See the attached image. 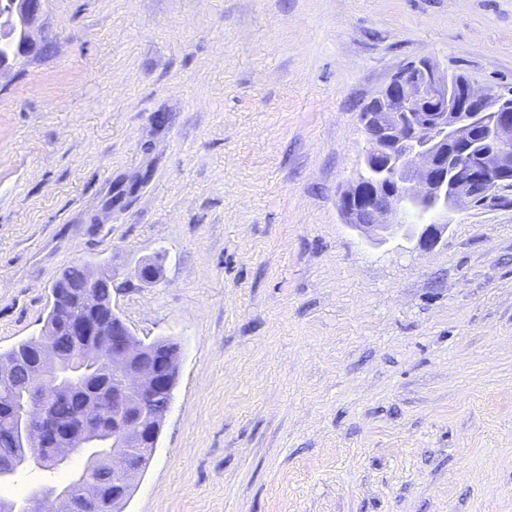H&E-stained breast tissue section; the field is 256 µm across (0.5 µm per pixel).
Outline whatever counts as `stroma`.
Instances as JSON below:
<instances>
[{"label": "stroma", "mask_w": 512, "mask_h": 512, "mask_svg": "<svg viewBox=\"0 0 512 512\" xmlns=\"http://www.w3.org/2000/svg\"><path fill=\"white\" fill-rule=\"evenodd\" d=\"M34 37L0 79V354L76 262L179 344L124 512H512V190L428 251L337 206L411 63L512 92V0H47Z\"/></svg>", "instance_id": "1"}]
</instances>
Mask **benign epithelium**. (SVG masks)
Masks as SVG:
<instances>
[{
	"instance_id": "obj_1",
	"label": "benign epithelium",
	"mask_w": 512,
	"mask_h": 512,
	"mask_svg": "<svg viewBox=\"0 0 512 512\" xmlns=\"http://www.w3.org/2000/svg\"><path fill=\"white\" fill-rule=\"evenodd\" d=\"M47 0H0V75L12 62L37 50L32 28ZM367 147L359 179L340 194L338 207L349 226L369 242L405 239L434 248L458 204L483 200L512 188V93L479 90L464 76L421 59L398 74L361 114ZM82 289H52L57 334L87 346V360L62 362L42 331L32 343L35 358L24 366L32 377L13 399L16 362L0 359V402L15 400L14 430L24 454L0 462V480L22 467L63 468L80 448L105 432L102 410L90 400L76 425H59L40 382L53 378L58 392L85 388L94 379L87 362L105 359L112 380V450L108 512H123L134 480L145 469L179 373L180 346L171 339L145 343L120 316L85 292L112 269L84 265ZM112 328H106L107 321ZM81 481L55 485L30 498L7 503L8 512H89Z\"/></svg>"
}]
</instances>
